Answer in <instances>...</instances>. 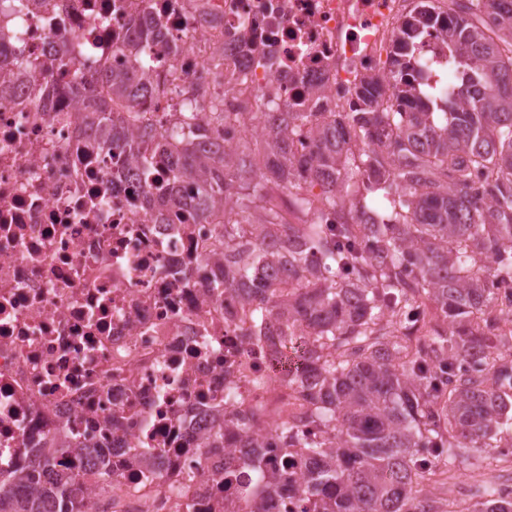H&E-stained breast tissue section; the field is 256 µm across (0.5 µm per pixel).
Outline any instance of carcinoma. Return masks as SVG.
<instances>
[{
  "instance_id": "carcinoma-1",
  "label": "carcinoma",
  "mask_w": 512,
  "mask_h": 512,
  "mask_svg": "<svg viewBox=\"0 0 512 512\" xmlns=\"http://www.w3.org/2000/svg\"><path fill=\"white\" fill-rule=\"evenodd\" d=\"M421 20L399 35L391 75L397 108L379 111L365 88L352 112H226L209 126L186 106L174 131L144 127L139 176L156 182L166 161L172 183L189 181L204 214L223 213L224 290L247 298L245 335L260 338L267 315L282 320L297 354V378L317 365L304 425L329 439L282 424L281 467L262 469L261 442L243 425L246 456H224L228 481L243 468L250 485L233 512H264L271 493L306 503L303 512H434L424 483L456 467V448H511L501 436L512 407V369L488 365L489 340L504 345L493 315L496 286H512V0H448L441 34L461 76L457 90L420 99L411 77ZM108 76L120 100L140 81L147 58ZM100 73L79 71L72 92L92 98ZM88 124L127 154L129 128L105 100L85 107ZM258 120L262 148L247 141L218 154L208 127ZM309 130L313 150L300 159L290 135ZM305 220L293 224L288 216ZM332 215L333 224L321 219ZM288 257V298L258 273ZM429 300L443 328L430 346L411 345L383 322ZM97 472L95 488L112 512V449L90 448L61 433L14 470L0 471V512H89L87 481L71 464ZM458 512H512V490L485 486Z\"/></svg>"
}]
</instances>
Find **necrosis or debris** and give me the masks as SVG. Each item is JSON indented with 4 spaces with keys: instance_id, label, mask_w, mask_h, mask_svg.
<instances>
[{
    "instance_id": "obj_1",
    "label": "necrosis or debris",
    "mask_w": 512,
    "mask_h": 512,
    "mask_svg": "<svg viewBox=\"0 0 512 512\" xmlns=\"http://www.w3.org/2000/svg\"><path fill=\"white\" fill-rule=\"evenodd\" d=\"M427 4L447 16L446 0H0V468L69 431L112 443L123 507L171 512L190 477L196 512H221L249 480L218 483L236 419H258L273 471L305 410L274 374L279 324L247 339L241 293L219 286V225L155 218L136 167L86 127L74 71L125 68L153 22L125 104L164 126L189 98L201 124L215 104L349 112L367 83L387 89L396 34ZM416 42L420 86H451L438 27Z\"/></svg>"
}]
</instances>
